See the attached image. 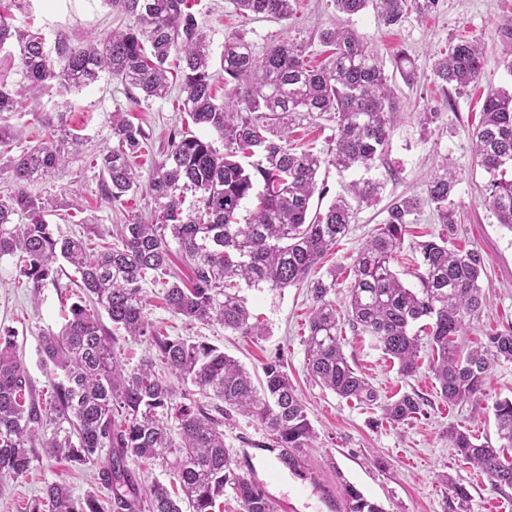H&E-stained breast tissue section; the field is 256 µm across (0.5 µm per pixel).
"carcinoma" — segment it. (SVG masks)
Instances as JSON below:
<instances>
[{
  "instance_id": "carcinoma-1",
  "label": "carcinoma",
  "mask_w": 512,
  "mask_h": 512,
  "mask_svg": "<svg viewBox=\"0 0 512 512\" xmlns=\"http://www.w3.org/2000/svg\"><path fill=\"white\" fill-rule=\"evenodd\" d=\"M128 17L129 24L95 43L55 41L47 49L38 29L13 25L11 9L19 0H0V52L17 62L19 79L0 72V147L15 137L3 113L17 112L26 97L38 98L80 90L106 73L146 99L169 94L166 64L178 62L181 104L192 122L224 141L182 134L171 141L145 191L154 210L150 220L134 214L112 231L114 242L90 251L83 237H57L46 216L49 200L30 196L26 188L66 164L69 148L81 137L59 112H33L48 130L46 138L10 159L12 186L0 195V258L17 257L19 274L34 295L56 284L58 263L77 269L81 296L69 308L58 332L41 337L44 366L62 380L46 398L35 396L15 334L0 331V481L26 476L41 448L49 457H64L75 466L98 468L111 491L103 501L89 493L72 496L68 486L47 485L29 512H215L231 490L242 512H272L264 488L235 471L224 432L193 398L217 399L229 409L260 421L272 441L288 455V465L302 464L301 448L314 431L307 406L288 377L283 359L251 374L220 348L160 333L146 316L142 283L163 279L167 308L186 322L211 320L243 336H261L235 281L248 287L280 290L303 283L310 271L336 247L351 224L353 210L343 197L324 212L309 216L317 175L328 164L340 172L370 169L384 160L397 101L393 77L386 74L377 50L353 29L334 28L317 35L329 51L324 63L310 64L313 42L300 35L254 52L244 36L224 39L219 66H214L206 36L198 30L192 0H102ZM297 0H230L235 10L256 18L290 20ZM336 11L356 15L372 8L378 23L400 24L414 13L426 17L439 0H333ZM401 79L414 82V63L403 50L393 58ZM486 66L481 44L459 40L434 66L441 85L456 90L477 83ZM224 79V101L216 102L213 83ZM317 119L336 123L327 156L293 145L294 127ZM480 166L490 175L485 203L498 223L512 229V91L487 93L481 122L470 134ZM147 136L123 112L112 113V148L102 155V191L112 202L140 191L130 159L141 152ZM459 173L444 163L430 176L426 197L398 198L386 217L358 250L349 271L344 310L331 299L338 272L310 284L313 307L306 338L307 373L323 388L344 399L378 405L382 420L395 426L423 412L416 394L380 401L376 389L350 365L343 353L341 321L375 341L396 360L404 378L417 370L419 333L428 337L430 371L440 394L450 403L475 397L492 364L512 361V329L488 335L479 347L465 349L459 338L466 323L486 303L481 286L485 261L476 249L448 248L457 232L453 195ZM379 182H354L359 203L376 199ZM197 196L183 214L184 193ZM428 204L441 224L438 236L419 244L421 262L408 288L393 268L410 216ZM23 216L25 224L14 217ZM178 243L191 264V284L170 265L169 240ZM112 322L107 330L100 319ZM426 320L419 332L412 327ZM122 332L147 344L148 354L132 368L120 360ZM162 365L183 386L177 401L174 385L156 371ZM498 446L477 444L464 431L448 428V438L463 462L485 473L496 489L512 487V399L494 403ZM179 422L180 443L173 442L168 422ZM161 460L180 485L172 497L156 482L141 491L128 462ZM345 512H383L381 506L352 486L345 487Z\"/></svg>"
}]
</instances>
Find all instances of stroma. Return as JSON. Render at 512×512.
Here are the masks:
<instances>
[{
    "instance_id": "35a3bbf8",
    "label": "stroma",
    "mask_w": 512,
    "mask_h": 512,
    "mask_svg": "<svg viewBox=\"0 0 512 512\" xmlns=\"http://www.w3.org/2000/svg\"><path fill=\"white\" fill-rule=\"evenodd\" d=\"M195 2L197 23L216 55L221 53L225 37L232 34H243L260 54L286 38L289 30L309 37L336 27L354 29L367 45L378 50L384 64H391L398 50L409 54L415 80L412 85L399 87L398 110L384 163L368 171L342 173L325 165L318 174L323 193L311 201L315 210H325L336 197L346 195L350 182L372 180L379 182L380 188L372 205L354 204L348 234L312 269L310 280L325 276L329 269L347 267L383 221L389 202L396 197L424 195L430 174L447 160L461 177L454 194L457 233L451 245L461 250L479 249L486 263L482 287L487 304L478 318L467 323L462 341L473 348L485 343L488 334L511 328L512 230L499 224L484 203L490 176L478 164L469 133L481 119L487 91L512 87V77L499 65L507 47L497 33L499 23L512 15V0H441L437 13L424 18L411 14L389 28L378 25L372 10L348 16L337 12L332 0H299L297 14L290 21L240 16L230 0ZM14 24L41 29L50 42L62 37L77 43L103 38L125 21L100 0H26L15 11ZM461 38L480 42L489 62L478 84L446 94L434 78L433 64L451 42ZM182 96L175 83L166 98L136 101L118 81L104 75L79 92L42 97V111L66 112L69 127L85 139L63 170L27 187L30 196L53 200L55 213L49 222L56 233L80 234L89 224L104 232L122 223L129 210L149 214L145 192L126 196L120 204L105 199L99 156L112 145L110 121L117 110L125 112L148 136L145 154L135 161L144 183L174 133L189 132L214 140V133L194 125L180 111ZM426 107L440 113L428 133L422 132L415 118L416 112ZM9 122L16 137L0 150V192L11 185L9 159L44 135L30 112L10 113ZM440 229L429 207L412 216L395 265L406 285H418L414 272L421 261L419 243ZM77 278L76 270L66 267L58 285L47 286L36 296L19 276L15 258L0 259V328L15 330L33 390L40 396L48 390L50 379L39 354L41 336L62 327L65 312L77 300ZM144 292L148 318L166 335L218 346L256 377L261 376L267 359L284 360L315 431L314 440L302 451L304 475L271 477L267 431L252 417L236 411L227 413L221 428L226 447L233 451L236 470L263 484L270 495L287 500L293 512H330V503H343L344 488L349 484L378 502L383 512H512V488L494 489L487 475L464 465L448 439V429L453 426L477 441H496L492 406L512 398V362L494 364L480 394L451 404L439 397L438 384L427 366H420L412 377H402L397 364L375 342L343 327L342 344L349 363L380 397L414 392L425 402L422 415L392 426L381 422L379 407L342 399L308 377L305 340L313 300L307 283L282 290L241 288L252 322L266 329L259 337L227 331L216 321L188 324L167 309L161 285L145 283ZM446 475L467 488L466 501L455 499L442 481ZM53 482L67 483L80 498L90 492L102 499L108 495L95 469L42 456L23 478L0 482V512H28L30 503Z\"/></svg>"
}]
</instances>
